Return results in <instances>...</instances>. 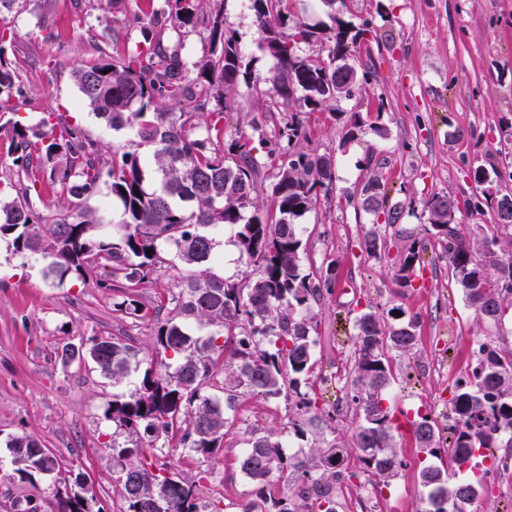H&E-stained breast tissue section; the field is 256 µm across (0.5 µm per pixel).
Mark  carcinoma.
Masks as SVG:
<instances>
[{
	"label": "carcinoma",
	"mask_w": 512,
	"mask_h": 512,
	"mask_svg": "<svg viewBox=\"0 0 512 512\" xmlns=\"http://www.w3.org/2000/svg\"><path fill=\"white\" fill-rule=\"evenodd\" d=\"M153 16L169 19L174 31L200 28L208 33L210 53L187 65L157 37L152 22L137 18L141 40L137 52L125 58L105 55L72 71L83 103L115 131L130 130L133 149L112 162L105 146L63 120L43 117L37 129L12 124L17 170L9 190L0 188V237H12L15 255H39L46 261L43 275L64 280L91 276L99 260L122 263L130 286L142 283L162 262L160 242L175 247L180 261L199 268L180 282L173 298L176 315L157 323L154 349L183 354L174 372L152 366L129 394L113 395L112 421L129 436L130 445H112L119 468L122 512H202L197 487L209 471L187 477L179 465L156 468L142 448L145 438L160 435L188 451L199 463L216 456L224 441L227 417L223 406L207 392L210 381L224 373V394L232 404L239 393L270 398L285 390L300 394L316 365L312 332L320 311L315 305L322 286L336 278L335 261L325 272L305 269L301 227L295 220L312 210L317 189L334 180L332 159L296 149L304 137L296 123L280 132L285 139L282 161L270 185V203L260 201L261 165L251 155L249 139L239 137L227 149L212 141L211 132L224 130V115L238 108L234 92L250 84L234 33L224 16L208 11L210 0H161ZM333 12L334 25L322 28L294 20L281 8L282 0H253L255 23L262 34L260 49L272 59L268 88L260 95L287 105L301 95L311 110L349 97L367 81L348 63L350 45L370 33L336 16L345 0H321ZM11 22L0 24V112H19L25 94L15 70L5 58V46L17 40ZM331 43L327 57L299 54V45ZM198 121H193V118ZM50 168L59 186L55 210L43 214L32 208L33 164ZM109 185L121 218L108 235L104 212L85 202ZM497 224L477 226L464 235L455 223L460 207L478 204L435 194L424 202L434 235L446 242L451 278L460 286L467 306L500 323L512 311V194H488ZM356 207L388 224L401 211L390 205L384 185L372 177L363 185ZM229 233L240 257L252 267L239 287L207 274L217 256L216 235ZM426 247L418 240L397 255V272L409 280L421 265ZM391 308H373L355 321L354 349L348 383L353 391L359 424L354 435L363 472L382 482L402 467L394 444L393 415L384 406V393L395 380L392 354H409L416 345V321L405 320ZM222 328L224 344L210 331ZM86 355L119 384L140 369L139 350L120 339L93 337L85 352L71 345L59 349L67 363ZM304 414L292 421L294 434L304 439L317 423L334 416L300 398ZM452 441L441 443L434 421L426 414L409 421L420 450L447 461L425 465L419 473L423 488L421 512H467L480 501L489 469L477 459L484 448L512 447V353L489 342L482 344L474 366L457 380L451 399ZM238 459L240 472L254 486L242 512H338L337 485L351 478L349 450L337 437L322 432L303 456H288L279 437L252 434ZM9 448L22 479L59 469L55 454L31 435L14 436ZM282 482L291 494L276 498L270 486ZM53 512H104L96 507L85 475L55 492Z\"/></svg>",
	"instance_id": "obj_1"
}]
</instances>
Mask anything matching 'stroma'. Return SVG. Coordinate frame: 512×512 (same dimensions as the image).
I'll use <instances>...</instances> for the list:
<instances>
[{
	"label": "stroma",
	"instance_id": "stroma-1",
	"mask_svg": "<svg viewBox=\"0 0 512 512\" xmlns=\"http://www.w3.org/2000/svg\"><path fill=\"white\" fill-rule=\"evenodd\" d=\"M233 31L252 84L237 89L238 109L224 120L221 144L238 136L249 139L262 165L264 184H271L280 162L273 151L274 129L296 122L307 139L303 152L336 161L330 190L319 191L312 211L301 218L307 270L324 257L336 260V282L322 301L315 349L322 374L346 369L353 320L372 307H402L418 319L417 343L411 355L395 358L396 379L385 396L403 425L396 436L404 465L389 483L375 490L378 512H417L422 490L417 474L425 463L406 418L429 404L450 402L464 374L472 338L512 350V319L494 323L468 307L451 278L443 244L427 237L423 201L432 194H452L481 205L480 212L458 215L463 231L495 223L486 204V187L472 177L476 167H495L500 191H512V0H346L342 17L355 28L370 27L371 36L351 49L350 64L370 69L372 78L352 96L310 110L291 101L274 110L262 97L271 59L259 47L251 0H216ZM151 18L147 0H19L8 18L19 37L8 47L17 81L27 97L18 113L4 121L37 123L55 112L82 128L112 151H122L131 131H112L86 107L72 79L75 63L99 52H135L138 29L125 28L122 15ZM362 124L351 128L350 116ZM385 127L378 137L376 127ZM376 176L391 202L402 207L399 223L374 222L355 210L363 184ZM386 236L375 255L363 246L370 230ZM428 239L424 270L409 281L396 279V257L405 244ZM149 279L137 286L142 311L130 317L117 311L124 284L120 263L101 262L97 279L67 277L62 284L44 278L41 257L21 259L0 239V512H14L16 502L33 500L49 512L57 487L55 476L20 479L6 446L9 437L33 435L59 458L64 470L83 473L105 512H119L121 499L112 461V444H125L126 433L106 418L113 394L130 393L136 377L113 383L90 361L62 363L58 347L111 336L138 347L144 361L176 368L181 354L154 350L157 317H169L172 298L188 270L169 250ZM308 394L333 412V427L352 441L358 420L346 392L312 386ZM294 399L239 395L228 412L223 448L208 462L210 477L198 489L202 502L219 501L222 512H239L252 494L236 459L245 448L246 429L277 431L287 454L308 450L309 439L289 431L296 418Z\"/></svg>",
	"mask_w": 512,
	"mask_h": 512
}]
</instances>
